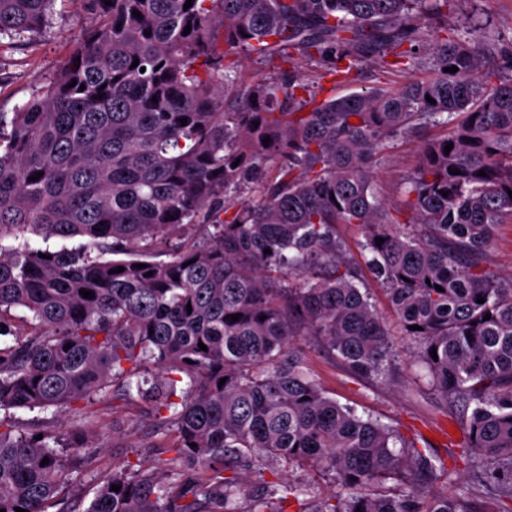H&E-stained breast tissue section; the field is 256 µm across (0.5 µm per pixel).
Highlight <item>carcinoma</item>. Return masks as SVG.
<instances>
[{"label": "carcinoma", "mask_w": 512, "mask_h": 512, "mask_svg": "<svg viewBox=\"0 0 512 512\" xmlns=\"http://www.w3.org/2000/svg\"><path fill=\"white\" fill-rule=\"evenodd\" d=\"M56 2L0 0V36L41 37ZM84 2L96 25L42 91L0 113V410L139 398L196 472L110 469L81 511L62 492L93 437L8 415L0 512H512V278L482 266L512 224V75L485 68L480 17L441 37L454 0ZM429 20L425 79L321 101L305 80L311 63L322 79L370 60L414 67ZM244 58L270 72L243 76ZM406 136L419 159L390 203L377 169ZM202 224V241L178 233ZM338 224L363 230L361 261ZM73 238L84 243L47 246ZM366 272L428 390L461 409L462 456L485 492L423 504L445 463L313 379L302 336L363 379L402 362L359 288ZM283 463L331 489L266 478ZM390 479L399 493L367 492Z\"/></svg>", "instance_id": "cac0c4a2"}]
</instances>
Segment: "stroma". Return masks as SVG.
Instances as JSON below:
<instances>
[{"label": "stroma", "instance_id": "35a3bbf8", "mask_svg": "<svg viewBox=\"0 0 512 512\" xmlns=\"http://www.w3.org/2000/svg\"><path fill=\"white\" fill-rule=\"evenodd\" d=\"M477 8L492 38L484 49L487 67L512 75V0H461V12ZM94 23L81 0H66L58 6L47 33L24 45H0V112L11 113L46 86L66 62L78 38ZM432 68L429 55H422L416 68L396 71L380 68L377 63H364L348 81L336 84L322 80L324 90L343 96L376 85L396 87L408 80L427 77ZM419 141H398L377 179L380 194L389 200L400 198L401 184L415 168ZM309 367L318 383L339 403L368 412L382 422L399 429L401 434L417 439L420 447L440 457L448 472L430 487L439 494L457 489L471 480L459 457L460 448L452 428L458 427L460 414L449 413L418 383V365L405 360L399 371L386 381L371 383L350 374L338 358L318 347L307 351ZM19 426L46 428L55 432L85 430L104 442V455L113 467L142 461L152 466H168L172 455L166 441L155 428L151 407L138 400L130 404L105 397L97 399L78 417L54 410H14Z\"/></svg>", "mask_w": 512, "mask_h": 512}]
</instances>
